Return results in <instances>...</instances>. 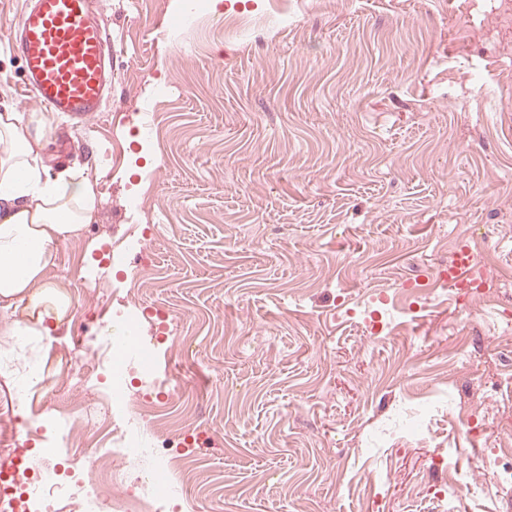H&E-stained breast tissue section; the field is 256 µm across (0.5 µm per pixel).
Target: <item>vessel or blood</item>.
<instances>
[{
  "instance_id": "vessel-or-blood-1",
  "label": "vessel or blood",
  "mask_w": 512,
  "mask_h": 512,
  "mask_svg": "<svg viewBox=\"0 0 512 512\" xmlns=\"http://www.w3.org/2000/svg\"><path fill=\"white\" fill-rule=\"evenodd\" d=\"M9 47L22 62L24 89L54 117L86 121L112 94V44L94 0H25ZM477 279L472 251L457 248L445 283Z\"/></svg>"
}]
</instances>
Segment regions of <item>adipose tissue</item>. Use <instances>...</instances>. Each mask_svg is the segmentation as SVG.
<instances>
[{"instance_id":"obj_1","label":"adipose tissue","mask_w":512,"mask_h":512,"mask_svg":"<svg viewBox=\"0 0 512 512\" xmlns=\"http://www.w3.org/2000/svg\"><path fill=\"white\" fill-rule=\"evenodd\" d=\"M43 134V125L0 107V301L25 305L27 317L13 321L10 333L31 346L30 354L9 355L0 371L16 375L24 389L37 384L39 343L58 333L67 309L65 291L44 285V271L55 246L79 238L97 209L88 178L48 176Z\"/></svg>"}]
</instances>
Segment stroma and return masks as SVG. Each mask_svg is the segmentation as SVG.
I'll list each match as a JSON object with an SVG mask.
<instances>
[{
  "mask_svg": "<svg viewBox=\"0 0 512 512\" xmlns=\"http://www.w3.org/2000/svg\"><path fill=\"white\" fill-rule=\"evenodd\" d=\"M222 2L190 29L181 0L101 2L112 96L45 125L100 199L45 279L94 289L30 402L69 378L86 315L135 294L176 383L151 398L205 435L176 512H512L481 464L512 449V0ZM21 7L0 0V100L34 119ZM483 239L499 306L469 317L440 273ZM374 310L406 331L368 335ZM451 453L482 490L444 503Z\"/></svg>",
  "mask_w": 512,
  "mask_h": 512,
  "instance_id": "obj_1",
  "label": "stroma"
}]
</instances>
